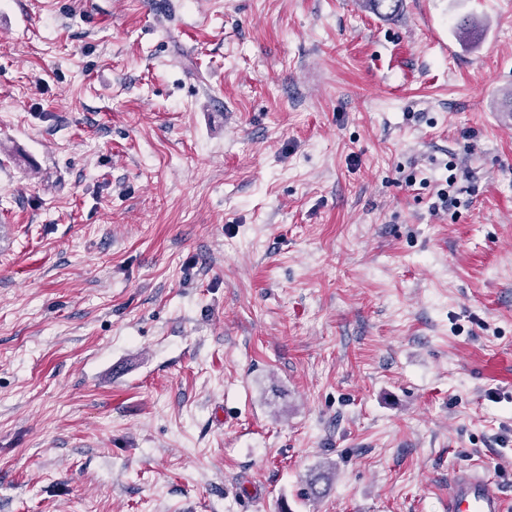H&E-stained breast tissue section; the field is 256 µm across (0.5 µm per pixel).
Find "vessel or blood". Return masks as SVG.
Masks as SVG:
<instances>
[{"mask_svg": "<svg viewBox=\"0 0 512 512\" xmlns=\"http://www.w3.org/2000/svg\"><path fill=\"white\" fill-rule=\"evenodd\" d=\"M448 512H507L498 482L474 468L456 471L448 485Z\"/></svg>", "mask_w": 512, "mask_h": 512, "instance_id": "vessel-or-blood-1", "label": "vessel or blood"}]
</instances>
